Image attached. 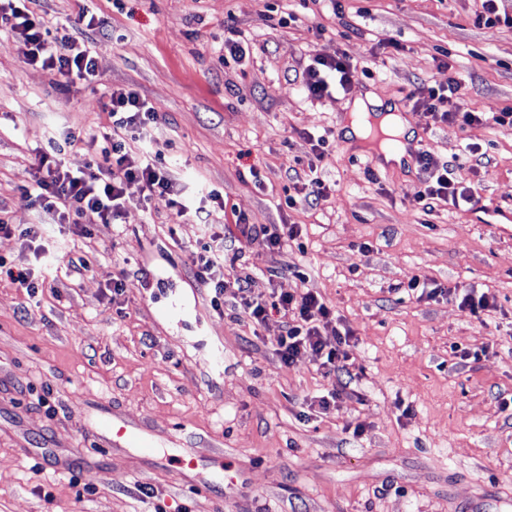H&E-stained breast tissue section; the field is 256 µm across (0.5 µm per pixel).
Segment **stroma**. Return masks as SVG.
<instances>
[{"mask_svg":"<svg viewBox=\"0 0 512 512\" xmlns=\"http://www.w3.org/2000/svg\"><path fill=\"white\" fill-rule=\"evenodd\" d=\"M342 5L339 19L310 0H32L49 26L84 10L102 23L88 42L104 82L78 93L0 35L10 223L41 222L22 199L36 156L69 133L108 132V87L132 86L159 112L142 137L183 193L223 194L213 222L228 268L265 299L320 293L352 333L354 376L342 390L314 361L282 363L277 311L256 325L232 303L215 310L190 267L200 225L130 189L120 223L48 227L62 242L57 272L35 293L0 274V512H148L146 487L169 512H512V407L501 406L512 397V127L434 124L407 99L453 78L470 110L512 106V28L476 25L480 0ZM229 16L254 49L222 66ZM389 39L398 49L384 48ZM338 50L364 73L332 98H306L297 71ZM369 93L401 109L434 163L455 160L472 206L421 212L418 165H369L338 138ZM311 132L327 139L317 168L326 195L292 205ZM228 212L301 225L303 246L268 251ZM82 260L88 269L74 274ZM416 275L488 290L496 306L474 315L445 295L416 298L405 289ZM116 276L128 285L118 298ZM334 389L335 409L310 406ZM103 412L159 447L191 450L202 476L228 467V480L205 487L136 449L102 447ZM45 448L80 468L54 474Z\"/></svg>","mask_w":512,"mask_h":512,"instance_id":"obj_1","label":"stroma"}]
</instances>
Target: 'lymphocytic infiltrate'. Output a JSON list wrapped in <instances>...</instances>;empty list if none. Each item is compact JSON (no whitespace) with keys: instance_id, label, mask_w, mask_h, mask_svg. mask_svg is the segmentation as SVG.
Here are the masks:
<instances>
[{"instance_id":"f902f5d3","label":"lymphocytic infiltrate","mask_w":512,"mask_h":512,"mask_svg":"<svg viewBox=\"0 0 512 512\" xmlns=\"http://www.w3.org/2000/svg\"><path fill=\"white\" fill-rule=\"evenodd\" d=\"M96 26L94 17L83 14L77 24L59 22L50 29L29 9L27 0H0V28H6L23 43L30 64L63 75L68 89L74 92L101 80L96 58L78 34L79 28L92 30ZM357 72L356 63L342 53L316 56L304 68L301 84L311 99L321 100L336 90L347 89ZM458 91L457 82L452 80L444 87L418 86L409 98L436 123L462 128L475 124L512 126V107L492 113L466 110ZM108 97L112 119L108 148L91 156L77 171L70 170L62 158L41 156L38 168L43 175L24 190V199L37 204L57 224H113L122 217L128 189L135 187L145 200L165 204L176 216L193 217L201 224L205 237L192 256L195 282L212 293L213 306L221 307L229 292L238 298L243 313L252 321H263L269 309L282 311L285 324L278 338V353L284 364L293 367L308 356L316 361L323 376L348 374L350 335L333 328L332 311L322 297L308 288L268 302L253 294L250 276L226 275L224 238L214 233L210 224L213 209L224 206L223 195L208 190L204 204L199 206L182 198L159 156L138 137L140 130L157 123V108L129 86L112 87ZM417 163L427 175L417 198L422 212H431L438 201L456 209L472 202L470 186L458 178L452 164L435 166L424 151ZM234 224L242 235L261 241L271 251L298 243L302 234L296 224H251L241 215L235 217Z\"/></svg>"}]
</instances>
